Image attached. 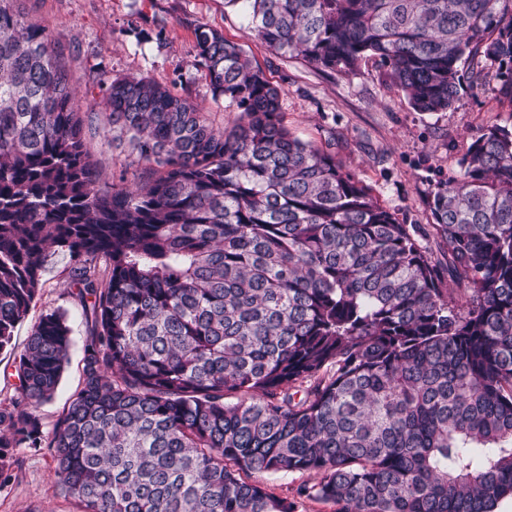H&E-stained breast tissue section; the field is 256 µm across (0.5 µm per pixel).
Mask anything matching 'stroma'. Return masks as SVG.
I'll return each instance as SVG.
<instances>
[{
	"label": "stroma",
	"mask_w": 512,
	"mask_h": 512,
	"mask_svg": "<svg viewBox=\"0 0 512 512\" xmlns=\"http://www.w3.org/2000/svg\"><path fill=\"white\" fill-rule=\"evenodd\" d=\"M30 18L58 41L79 93L91 88L94 70L110 76L144 74L205 106L216 127L230 125L233 113L214 103L205 71L195 57L193 29L204 23L248 51L283 91L281 108L290 130L305 141L329 148L337 161L368 185L379 202L411 225L432 259L445 260L448 246L432 229L429 195L450 176L481 127L512 125V107L495 85L464 89L444 112H419L401 91L385 84L374 65L344 77L311 69L297 56L276 54L241 12L224 0H29ZM149 32L142 40L129 22ZM163 30L162 40L153 32ZM92 158L105 182L118 181L134 160L127 146H113L112 133L99 128L90 140ZM68 260L50 259L44 286L15 330L11 349L0 352V401L14 394V358L42 315L63 309L71 328L70 363L52 401L38 413L52 425L76 390L80 360L91 325L68 286ZM15 481L0 489V512H78L73 499L53 490L55 473L48 450L20 449Z\"/></svg>",
	"instance_id": "35a3bbf8"
}]
</instances>
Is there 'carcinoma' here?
<instances>
[{"label":"carcinoma","mask_w":512,"mask_h":512,"mask_svg":"<svg viewBox=\"0 0 512 512\" xmlns=\"http://www.w3.org/2000/svg\"><path fill=\"white\" fill-rule=\"evenodd\" d=\"M27 0H0V352L69 256L91 311L80 387L44 429L71 329L46 313L0 402V488L47 448L79 512H495L512 498V126L480 129L429 196L448 259L323 147L288 129L244 48L194 28L218 129L148 75L84 105ZM272 50L327 74L373 62L419 112L494 70L512 107V0H227ZM143 165L100 183L89 141ZM291 471L281 497L245 481Z\"/></svg>","instance_id":"cac0c4a2"}]
</instances>
